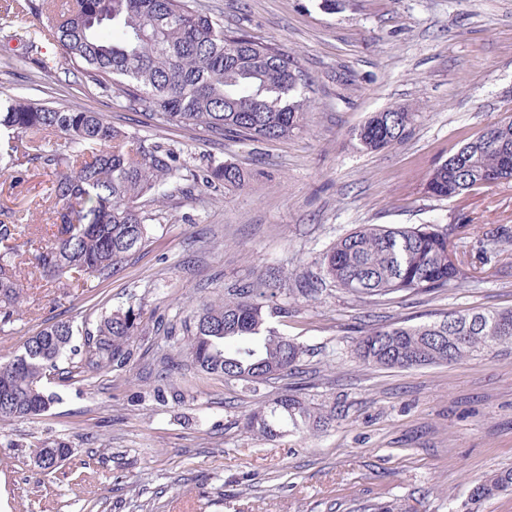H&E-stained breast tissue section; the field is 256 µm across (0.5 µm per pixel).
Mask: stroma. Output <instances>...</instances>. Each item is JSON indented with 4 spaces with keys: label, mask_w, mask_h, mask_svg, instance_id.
<instances>
[{
    "label": "stroma",
    "mask_w": 512,
    "mask_h": 512,
    "mask_svg": "<svg viewBox=\"0 0 512 512\" xmlns=\"http://www.w3.org/2000/svg\"><path fill=\"white\" fill-rule=\"evenodd\" d=\"M288 51L313 93L306 128L279 140L212 138L113 104L68 76L48 40L11 51L0 97L25 95L101 113L128 132L183 150L188 168L157 203L145 248L108 279L70 272L22 281L20 316L0 328V363L31 336L72 322L86 335L118 309L137 329L124 366L44 379L56 400L0 421V512H512V493L470 500L478 478L512 468V346L415 369L366 366L356 340L374 324L417 325L451 311L512 309V181L451 199L427 193L429 173L491 124L512 121V0H196ZM63 72L38 90V59ZM413 112L410 135L378 151L355 133L389 107ZM235 163L240 188L195 177ZM49 182L35 166L0 178V222L37 239L56 230ZM363 224L447 229L470 270L464 288L359 299L320 282L324 253ZM322 288L305 295L312 283ZM261 286L268 325L304 348L294 374L257 387L204 375L179 340L199 305ZM335 409L326 430L271 441L247 414L286 390ZM69 457L34 468L44 448Z\"/></svg>",
    "instance_id": "obj_1"
}]
</instances>
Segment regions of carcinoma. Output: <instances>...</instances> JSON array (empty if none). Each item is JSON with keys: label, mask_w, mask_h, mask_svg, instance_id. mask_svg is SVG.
I'll return each mask as SVG.
<instances>
[{"label": "carcinoma", "mask_w": 512, "mask_h": 512, "mask_svg": "<svg viewBox=\"0 0 512 512\" xmlns=\"http://www.w3.org/2000/svg\"><path fill=\"white\" fill-rule=\"evenodd\" d=\"M54 13L50 26L24 36L10 15ZM0 37L23 44L51 40L69 59V73L134 110L162 123L198 126L221 138L279 139L305 127L310 104L307 75L288 52L224 28V18L188 0H7L0 7ZM39 85L60 81L41 59ZM412 113L377 112L358 130L360 144L376 151L403 140ZM0 149L11 167L40 166L49 177L57 230L45 245L20 241L26 228L0 223V323L21 305L20 278L39 274L48 283L72 270L98 278L149 240L155 214L150 204L182 179L183 152L161 139H144L88 110L49 106L27 97L0 102ZM56 134L63 146L34 133ZM512 180V121L494 125L435 167L427 192L453 198ZM202 185L239 187L243 175L231 163L197 176ZM323 277L356 297L463 288L470 276L448 263V233L430 225L393 228L364 224L339 238L323 257ZM270 296L263 288H238L222 302H205L187 327L185 347L200 372L261 384L296 370L303 349L266 326ZM134 310L104 317L88 344L87 365L119 367L136 328ZM75 331L56 322L32 336L25 358L0 364V420L39 415L51 404L42 381L58 370ZM512 344V309L448 312L420 325H379L356 343L369 366L411 369L452 363ZM334 411L309 407L283 393L253 411L246 429L273 439L327 427ZM512 490V470L496 471L472 488L478 502Z\"/></svg>", "instance_id": "carcinoma-1"}]
</instances>
